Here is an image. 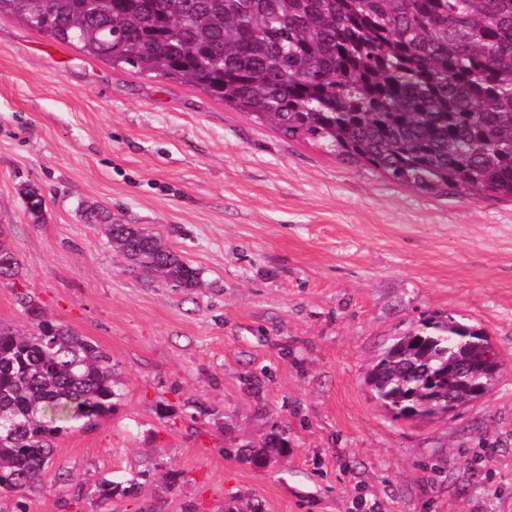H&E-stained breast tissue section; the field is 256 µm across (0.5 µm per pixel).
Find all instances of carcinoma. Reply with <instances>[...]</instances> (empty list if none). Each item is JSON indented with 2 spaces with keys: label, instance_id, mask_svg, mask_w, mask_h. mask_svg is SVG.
I'll return each instance as SVG.
<instances>
[{
  "label": "carcinoma",
  "instance_id": "cac0c4a2",
  "mask_svg": "<svg viewBox=\"0 0 512 512\" xmlns=\"http://www.w3.org/2000/svg\"><path fill=\"white\" fill-rule=\"evenodd\" d=\"M46 37L114 67L187 83L287 138L439 192L512 197V0H0ZM108 223L133 268L180 288L199 271L156 235ZM0 328V494L51 480L63 436L112 412V356L22 302ZM465 365L467 373L456 372ZM502 358L454 317L395 337L368 369L394 417L431 420L496 386Z\"/></svg>",
  "mask_w": 512,
  "mask_h": 512
}]
</instances>
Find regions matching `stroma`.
Instances as JSON below:
<instances>
[{"label":"stroma","mask_w":512,"mask_h":512,"mask_svg":"<svg viewBox=\"0 0 512 512\" xmlns=\"http://www.w3.org/2000/svg\"><path fill=\"white\" fill-rule=\"evenodd\" d=\"M89 207L159 234L202 287L127 267ZM0 232L18 259L0 325L29 329L34 296L111 354L123 393L59 442L57 481L0 512H512L511 197L416 190L0 14ZM450 315L489 336L499 384L446 418H392L369 366ZM277 433L287 455L256 470Z\"/></svg>","instance_id":"1"}]
</instances>
